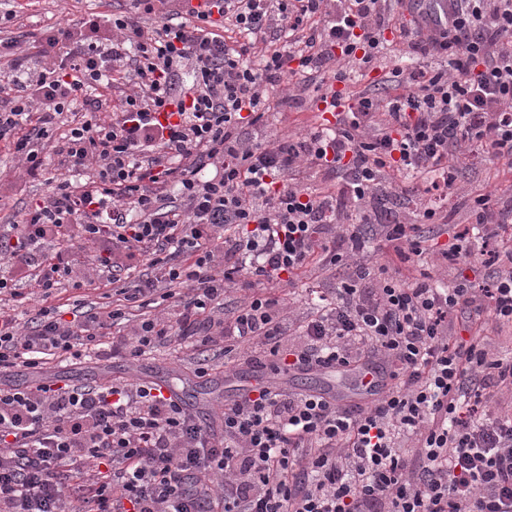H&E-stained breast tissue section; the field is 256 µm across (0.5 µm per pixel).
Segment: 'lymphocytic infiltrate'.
I'll return each mask as SVG.
<instances>
[{
  "label": "lymphocytic infiltrate",
  "mask_w": 512,
  "mask_h": 512,
  "mask_svg": "<svg viewBox=\"0 0 512 512\" xmlns=\"http://www.w3.org/2000/svg\"><path fill=\"white\" fill-rule=\"evenodd\" d=\"M448 2L452 26L427 31L405 0H216L218 18L168 13L150 30L133 14L50 28L38 70L11 58L0 140L34 177L54 139L67 174L0 225V299L32 307L22 323L0 302V376L36 375L0 383V512H512V358L488 336L512 328V198H476L441 252L488 267L482 286L405 283L357 259L373 229L401 260L421 256L461 166L512 164V0ZM390 43L410 66L383 95L347 96L355 65ZM101 86L119 91L108 114ZM330 88L347 102L334 125L263 135L267 112ZM305 169L340 188L308 187ZM338 264L345 281L313 291L305 319L271 292ZM64 281L112 299L52 303ZM233 287L247 295L228 311ZM135 307L150 317L129 319ZM175 341L272 377L373 365L385 388L348 408L261 384L216 434L146 380L41 378L53 359Z\"/></svg>",
  "instance_id": "lymphocytic-infiltrate-1"
}]
</instances>
